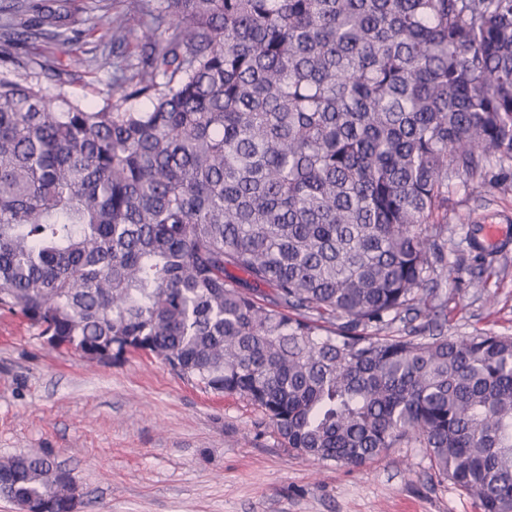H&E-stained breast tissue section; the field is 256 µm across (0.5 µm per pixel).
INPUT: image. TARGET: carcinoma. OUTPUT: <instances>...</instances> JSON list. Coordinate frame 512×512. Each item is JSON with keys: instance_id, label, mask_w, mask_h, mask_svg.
<instances>
[{"instance_id": "cac0c4a2", "label": "carcinoma", "mask_w": 512, "mask_h": 512, "mask_svg": "<svg viewBox=\"0 0 512 512\" xmlns=\"http://www.w3.org/2000/svg\"><path fill=\"white\" fill-rule=\"evenodd\" d=\"M137 2L145 51L114 65L129 29L99 27L92 106L47 95L71 73L30 51L86 35L69 0H0V309L243 396L308 460L413 441L512 512V336L380 335L446 308L450 179L512 162V0ZM0 474L18 507L77 493L49 456Z\"/></svg>"}]
</instances>
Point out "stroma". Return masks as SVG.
I'll use <instances>...</instances> for the list:
<instances>
[{
  "label": "stroma",
  "mask_w": 512,
  "mask_h": 512,
  "mask_svg": "<svg viewBox=\"0 0 512 512\" xmlns=\"http://www.w3.org/2000/svg\"><path fill=\"white\" fill-rule=\"evenodd\" d=\"M79 4L94 24L126 19V50L140 52L135 0ZM53 53L76 73L69 98H111L110 71L86 68L74 46ZM493 223L501 241L476 255L470 238ZM443 237L448 269L435 272L434 286L447 301L444 334L512 336V169L490 162L452 178ZM19 453L47 454L71 470L77 512H481L417 444L359 469L311 462L284 448L246 398L206 391L151 354L88 361L0 311V459Z\"/></svg>",
  "instance_id": "1"
}]
</instances>
